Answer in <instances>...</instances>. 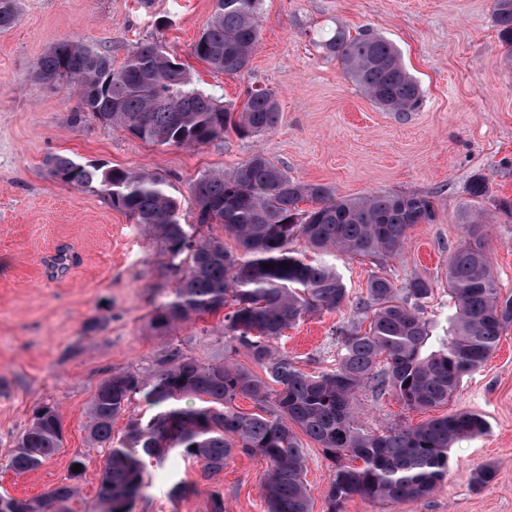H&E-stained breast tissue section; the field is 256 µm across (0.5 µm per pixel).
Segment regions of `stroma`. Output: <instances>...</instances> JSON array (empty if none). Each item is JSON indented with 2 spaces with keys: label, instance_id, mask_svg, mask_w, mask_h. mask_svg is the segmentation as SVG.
Wrapping results in <instances>:
<instances>
[{
  "label": "stroma",
  "instance_id": "stroma-1",
  "mask_svg": "<svg viewBox=\"0 0 512 512\" xmlns=\"http://www.w3.org/2000/svg\"><path fill=\"white\" fill-rule=\"evenodd\" d=\"M20 3L19 22L0 32V494L32 498L68 483L70 462L79 456L86 468L70 508L87 512L106 455L87 433L91 399L112 372H152L169 345L203 362L228 359L263 372L245 351L225 353L218 341L223 313L165 335L152 327L153 311L177 279L159 241L98 192L53 176L50 155L155 173L186 194L202 172L239 168L262 152L292 179L326 185L342 198L429 195L434 222L411 227L399 254L381 263L329 256L350 296L365 294L379 270L399 286L426 279L434 293L425 316L445 325L448 258L476 219L485 226L498 285L512 292V216L499 208L512 200V52L498 39L494 0H264L261 44L236 75L212 72L190 54L213 0ZM338 25L353 33L370 29L397 45L422 91L415 111L401 117L379 108L326 56L320 38ZM66 40L106 49L118 63L137 42H161L221 103L242 105L251 86L274 90L279 123L249 138L229 131L196 149L142 142L93 114H77L76 90L32 78L36 60ZM477 177L488 186L479 198L469 192ZM62 248L70 259L61 269L53 257ZM357 319L348 306L320 311L284 331L276 347L304 371L326 370L336 358L334 330ZM45 403L58 408L63 445L39 468L15 474L9 457ZM462 411L481 415L488 429L449 448L448 475L432 493L403 500L355 495L344 512H512V329L447 405L409 410L392 393L365 388L354 406L369 430ZM304 446L312 512H329L333 465L312 440ZM483 467L495 477L479 489L471 478ZM267 470L262 457L237 452L210 486L199 463L174 450L148 464L131 512H209L213 486L224 495V512H268ZM179 484L188 491L177 497L172 490Z\"/></svg>",
  "mask_w": 512,
  "mask_h": 512
}]
</instances>
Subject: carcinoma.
Segmentation results:
<instances>
[{"mask_svg":"<svg viewBox=\"0 0 512 512\" xmlns=\"http://www.w3.org/2000/svg\"><path fill=\"white\" fill-rule=\"evenodd\" d=\"M263 0H214L210 23L190 54L220 73L243 71L261 39ZM20 0H0V31L16 23ZM498 37L512 50V0H495ZM344 73L373 102L398 112L414 111L421 89L402 63L398 48L369 30L352 36L338 27L321 44ZM34 79L65 83L78 91L79 111L159 146H204L234 130L243 138L270 132L279 121L275 91L251 88L241 110L221 104L197 87L185 64L157 41L144 42L116 67L106 50L64 41L40 57ZM52 174L98 191L112 208L156 233L177 281L171 298L155 309L153 328L173 326L231 306L224 315V348L247 351L264 376L230 361L202 363L178 346L166 349L152 374L112 373L97 388L87 432L108 449L97 499L89 512H130L142 486L146 461L159 462L179 449L201 464L206 481L216 479L232 453L260 456L271 465L265 483L269 512H311L304 480L306 453L297 432L323 448L334 463L328 497L331 512L359 495L398 500L432 492L448 472V448L483 433L476 413H456L425 423L367 433L352 411L365 387L392 392L408 409L448 403L460 384L478 370L512 327V294H503L484 250V225L470 224L468 240L448 259V294L455 312L443 335L422 318L433 285L414 279L402 287L371 276L366 295L352 300L336 270L288 251L302 237L321 251L385 259L399 253L415 224L436 217L433 197L418 194L338 198L322 184L293 180L268 156L257 153L234 171L203 172L191 184L198 223L220 224L241 253L224 239L197 235L180 221L182 200L163 177L49 156ZM310 208L302 210L300 203ZM349 306L369 319L336 329V364L313 375L277 352L274 341L311 313ZM384 365H379V362ZM158 409L135 419L119 438L114 420L135 396ZM262 404L243 414L235 400ZM193 398L194 406L181 401ZM62 447L57 407L43 404L19 438L8 466L17 474L39 467ZM361 460L349 466L346 458ZM78 487L61 484L41 496L0 495V512H70Z\"/></svg>","mask_w":512,"mask_h":512,"instance_id":"1","label":"carcinoma"}]
</instances>
